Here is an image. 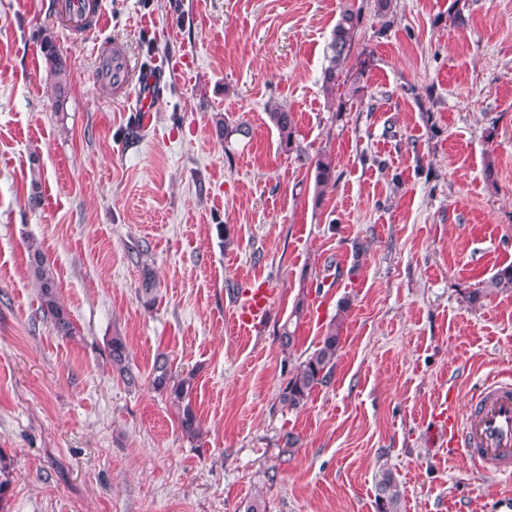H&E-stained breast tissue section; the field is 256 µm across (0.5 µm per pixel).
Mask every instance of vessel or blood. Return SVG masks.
<instances>
[{
  "mask_svg": "<svg viewBox=\"0 0 512 512\" xmlns=\"http://www.w3.org/2000/svg\"><path fill=\"white\" fill-rule=\"evenodd\" d=\"M47 11L65 30L85 40L103 23L100 0H46ZM93 82L115 99L132 100L134 112L155 111L161 71L154 66L132 68L121 42L104 41L94 46ZM271 294L264 284L250 288L234 314L239 328L251 330L266 315ZM439 446L462 458L482 473H512V377L501 376L485 386L468 402L465 415H458L456 401L436 410L432 416Z\"/></svg>",
  "mask_w": 512,
  "mask_h": 512,
  "instance_id": "b4317fda",
  "label": "vessel or blood"
}]
</instances>
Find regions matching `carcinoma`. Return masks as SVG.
Returning a JSON list of instances; mask_svg holds the SVG:
<instances>
[{"instance_id": "carcinoma-1", "label": "carcinoma", "mask_w": 512, "mask_h": 512, "mask_svg": "<svg viewBox=\"0 0 512 512\" xmlns=\"http://www.w3.org/2000/svg\"><path fill=\"white\" fill-rule=\"evenodd\" d=\"M361 23V9L354 5H346L332 31L329 43L330 56L324 68L322 87L326 94H335L336 87L347 82L343 76L344 63L351 53L352 39ZM43 55L49 75L55 79L62 75L63 66L59 58L55 42L47 34L42 39ZM269 120L276 128L281 146L291 150L295 143L296 124L294 116L285 107L269 103L266 105ZM314 179L316 196L322 197L328 189L335 187V165L327 155H319L314 161ZM29 269L38 285L40 311L50 320L54 330L64 338L76 336L77 330L68 309L61 302L58 285L53 271L43 251L34 242L27 244ZM512 294V266L497 270L490 278L481 282V286L468 295L472 305L493 294ZM349 302L344 301L338 307L317 347L299 362L283 386L279 400L290 410L303 408L313 392L327 385L336 368V360L342 344L341 330L343 314L348 311ZM304 311V301L296 303L291 316L281 326L278 339L285 350H291L296 343V329L292 328V320L300 318ZM107 356L125 384L132 387L137 384L138 376L134 373L129 359V351L123 337L112 336L106 343ZM149 383L153 390L166 396L174 408L178 426L184 436L197 439L201 434L200 420L193 404V377L175 374L167 356L156 357L149 374ZM11 462L0 454V512H5L7 494L10 487ZM378 512H403V492L390 470L381 472L376 483Z\"/></svg>"}]
</instances>
